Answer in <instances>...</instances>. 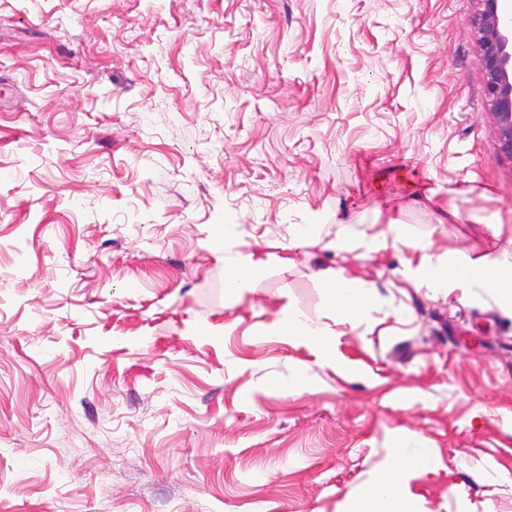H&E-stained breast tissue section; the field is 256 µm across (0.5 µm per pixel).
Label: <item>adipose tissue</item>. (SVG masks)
<instances>
[{
  "instance_id": "1",
  "label": "adipose tissue",
  "mask_w": 512,
  "mask_h": 512,
  "mask_svg": "<svg viewBox=\"0 0 512 512\" xmlns=\"http://www.w3.org/2000/svg\"><path fill=\"white\" fill-rule=\"evenodd\" d=\"M416 259L406 261L402 275L407 280L439 291L447 288L491 287L499 305L512 310V251L497 256L451 258L434 256L428 243L412 244ZM288 266L287 258L268 251H225V282L229 295L249 291L254 274L271 264ZM329 304L328 320H311L291 304H284L272 325L280 336L300 342L316 352L321 366L343 367L335 352L336 324L364 320L374 305L371 288L347 274L345 268H327L317 274ZM390 452L371 479L345 503L343 512H422L410 492V483L422 471L432 469L434 454L421 440L400 435L389 440Z\"/></svg>"
}]
</instances>
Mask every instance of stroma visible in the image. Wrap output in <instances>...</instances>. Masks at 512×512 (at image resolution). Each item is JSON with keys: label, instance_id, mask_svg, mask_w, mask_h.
<instances>
[{"label": "stroma", "instance_id": "stroma-1", "mask_svg": "<svg viewBox=\"0 0 512 512\" xmlns=\"http://www.w3.org/2000/svg\"><path fill=\"white\" fill-rule=\"evenodd\" d=\"M481 0H0V512H339L402 427L429 512H512V313L403 278L404 244L224 252L301 224L512 239ZM225 233L226 246L214 239ZM373 287L352 369L276 335L315 274ZM308 388L298 385L300 372ZM272 263L283 267L290 265L291 260L280 256L277 252L267 251L263 255L254 251L242 252L225 250L224 270L225 282L230 300L225 304V309L233 308L234 297L243 295L251 288L254 274H259Z\"/></svg>", "mask_w": 512, "mask_h": 512}]
</instances>
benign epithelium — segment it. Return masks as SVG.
I'll return each mask as SVG.
<instances>
[{"mask_svg": "<svg viewBox=\"0 0 512 512\" xmlns=\"http://www.w3.org/2000/svg\"><path fill=\"white\" fill-rule=\"evenodd\" d=\"M473 19L500 153L512 160V0H481Z\"/></svg>", "mask_w": 512, "mask_h": 512, "instance_id": "obj_1", "label": "benign epithelium"}]
</instances>
